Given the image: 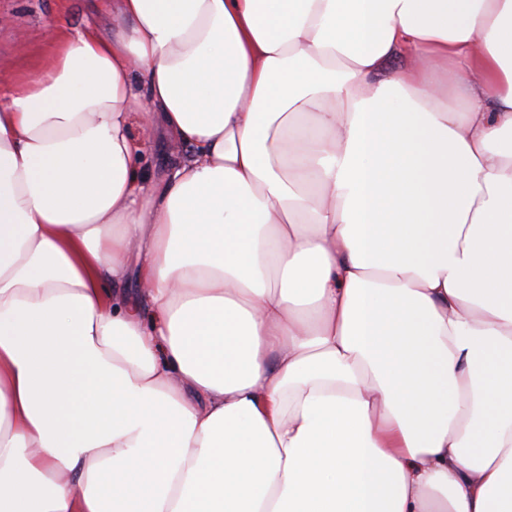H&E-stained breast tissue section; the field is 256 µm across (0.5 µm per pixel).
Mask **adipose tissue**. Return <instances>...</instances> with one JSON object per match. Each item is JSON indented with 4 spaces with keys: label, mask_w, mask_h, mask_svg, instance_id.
I'll return each mask as SVG.
<instances>
[{
    "label": "adipose tissue",
    "mask_w": 512,
    "mask_h": 512,
    "mask_svg": "<svg viewBox=\"0 0 512 512\" xmlns=\"http://www.w3.org/2000/svg\"><path fill=\"white\" fill-rule=\"evenodd\" d=\"M112 16L0 94V512H512V0ZM178 150L179 148L165 140L160 132L152 135L144 151L152 179H160L166 175L171 156Z\"/></svg>",
    "instance_id": "obj_1"
}]
</instances>
